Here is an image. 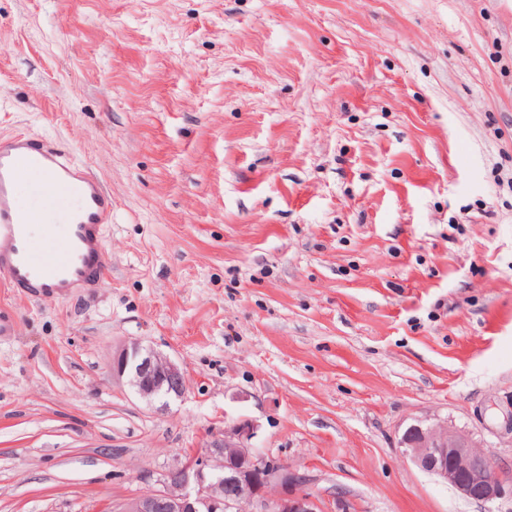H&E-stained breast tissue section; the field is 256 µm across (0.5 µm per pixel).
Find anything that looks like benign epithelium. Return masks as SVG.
<instances>
[{"mask_svg": "<svg viewBox=\"0 0 512 512\" xmlns=\"http://www.w3.org/2000/svg\"><path fill=\"white\" fill-rule=\"evenodd\" d=\"M112 373L127 378L149 400L169 401L186 390L181 368L134 342L113 359ZM253 425L224 430L202 456L189 457L157 479V488L113 507L114 512H322L310 476L251 446ZM399 447L420 469L482 505L512 503V469L492 461L473 434L446 421L412 424ZM236 486L224 494V479Z\"/></svg>", "mask_w": 512, "mask_h": 512, "instance_id": "7a95c632", "label": "benign epithelium"}]
</instances>
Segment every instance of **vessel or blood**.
I'll use <instances>...</instances> for the list:
<instances>
[{
    "label": "vessel or blood",
    "instance_id": "vessel-or-blood-1",
    "mask_svg": "<svg viewBox=\"0 0 512 512\" xmlns=\"http://www.w3.org/2000/svg\"><path fill=\"white\" fill-rule=\"evenodd\" d=\"M112 196L59 146L0 141V280L17 294L58 299L104 282L102 227Z\"/></svg>",
    "mask_w": 512,
    "mask_h": 512
}]
</instances>
